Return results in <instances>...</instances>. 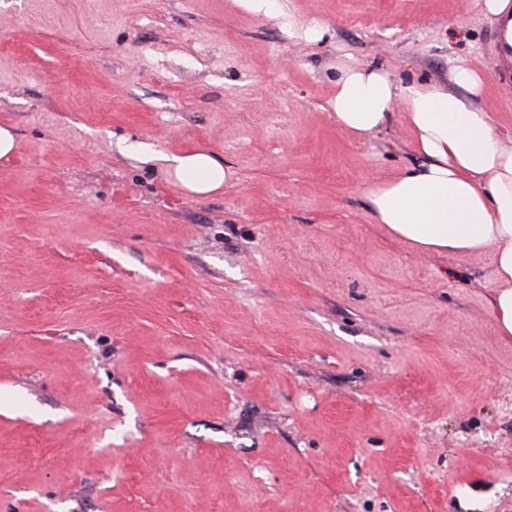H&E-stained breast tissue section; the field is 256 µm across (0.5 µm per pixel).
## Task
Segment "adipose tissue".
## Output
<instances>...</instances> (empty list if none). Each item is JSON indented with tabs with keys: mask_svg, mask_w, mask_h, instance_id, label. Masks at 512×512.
<instances>
[{
	"mask_svg": "<svg viewBox=\"0 0 512 512\" xmlns=\"http://www.w3.org/2000/svg\"><path fill=\"white\" fill-rule=\"evenodd\" d=\"M450 87L403 83L375 66L347 68L331 109L337 123L369 136L404 103L415 160L366 190L375 223L434 255L493 256L491 307L499 335L512 337V131L480 103L485 77L465 60L450 67ZM182 189L203 198L220 190L224 164L214 154L170 156Z\"/></svg>",
	"mask_w": 512,
	"mask_h": 512,
	"instance_id": "1",
	"label": "adipose tissue"
}]
</instances>
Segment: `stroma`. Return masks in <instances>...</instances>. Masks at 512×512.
<instances>
[{
  "instance_id": "obj_1",
  "label": "stroma",
  "mask_w": 512,
  "mask_h": 512,
  "mask_svg": "<svg viewBox=\"0 0 512 512\" xmlns=\"http://www.w3.org/2000/svg\"><path fill=\"white\" fill-rule=\"evenodd\" d=\"M275 8L0 0V512H512L493 257L374 223L405 106L365 138L329 108L343 68L460 57L511 129L496 29L478 0ZM192 150L220 192L167 172ZM165 160L182 189L190 195L204 198L224 186L227 171L212 153L186 152Z\"/></svg>"
}]
</instances>
